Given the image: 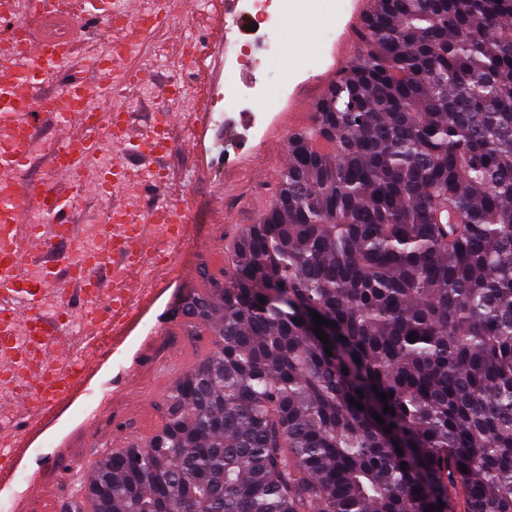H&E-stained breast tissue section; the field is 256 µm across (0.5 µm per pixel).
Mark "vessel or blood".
<instances>
[{
    "label": "vessel or blood",
    "mask_w": 512,
    "mask_h": 512,
    "mask_svg": "<svg viewBox=\"0 0 512 512\" xmlns=\"http://www.w3.org/2000/svg\"><path fill=\"white\" fill-rule=\"evenodd\" d=\"M178 0H136L124 10L126 26L113 27V0H83V11L99 19V39L105 52L98 62L111 72L118 61L129 58L158 28L169 24ZM52 13L68 29L60 39L43 28L29 25L30 17ZM22 20L16 44L0 45V335L23 333L21 349L25 372L20 380L0 382V410L23 421L22 429L0 427V451L6 452L12 470L18 469L44 425L67 410L109 361L110 351L101 350L98 326L124 312L125 323L112 337L122 346L139 321L154 305L158 292L137 288L124 274L128 266L146 264L153 256L148 242L153 235L174 230L179 239L190 241L195 225L186 219L185 203L175 208L142 205V195L120 188H106L103 181L85 182L81 191L96 199L106 227L107 245L102 252L73 258L68 247L80 228L70 220V202L55 187L43 186L31 176L29 146L39 140L45 123H55L61 142L47 155V167L56 177L75 181L87 161L96 156L103 140H110L114 158L124 162L141 157L160 162L172 155L171 138L182 115H159L162 133L147 137L134 122L125 103L139 88L138 68L113 74L97 94H88L81 84H72L67 111L48 104L60 64L70 59L79 46L80 27L64 0H0V21ZM39 211L42 223L30 221ZM78 294L93 307L95 322L82 333L81 347H74L73 332L65 321L68 310L63 300ZM146 361L119 371L112 378L113 395L127 398L130 410L139 413L134 428H117L101 438L94 421L83 424L95 446L120 452L145 445L161 428L159 416L145 413L144 393H131L139 375L148 381L170 384L187 371L195 355L186 347L164 360L153 359L152 349L141 348ZM0 475V491L10 492L12 477ZM90 480L88 467L58 465L47 475L33 479L26 490L13 494L12 512H25L30 501H38L43 512H63L67 503H82Z\"/></svg>",
    "instance_id": "b4317fda"
}]
</instances>
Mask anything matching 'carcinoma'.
<instances>
[{
  "instance_id": "obj_1",
  "label": "carcinoma",
  "mask_w": 512,
  "mask_h": 512,
  "mask_svg": "<svg viewBox=\"0 0 512 512\" xmlns=\"http://www.w3.org/2000/svg\"><path fill=\"white\" fill-rule=\"evenodd\" d=\"M359 40L87 512H512V0H373Z\"/></svg>"
}]
</instances>
